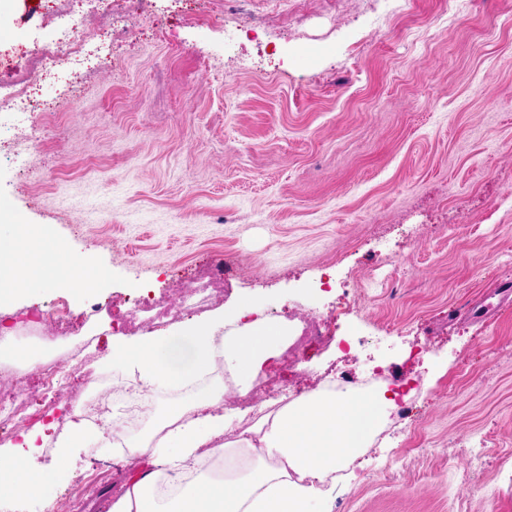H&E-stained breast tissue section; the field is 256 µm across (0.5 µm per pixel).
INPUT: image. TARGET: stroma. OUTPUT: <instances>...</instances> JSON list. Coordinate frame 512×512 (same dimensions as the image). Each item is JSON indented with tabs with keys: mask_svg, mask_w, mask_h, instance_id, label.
Here are the masks:
<instances>
[{
	"mask_svg": "<svg viewBox=\"0 0 512 512\" xmlns=\"http://www.w3.org/2000/svg\"><path fill=\"white\" fill-rule=\"evenodd\" d=\"M0 63L45 40L52 0H10ZM248 0L272 26L224 47V0H96L121 36L66 80L37 83L0 154V205L49 226L106 276L88 295L46 290L80 330L107 306L86 366L137 302L171 296L223 263L221 307L266 315L318 297L321 340L269 377L289 398L382 367L420 381L409 419L350 465L323 512H449L465 448L485 453L471 512H512V0ZM397 271L364 283L381 253ZM87 449L49 502L83 491L107 512L134 476Z\"/></svg>",
	"mask_w": 512,
	"mask_h": 512,
	"instance_id": "stroma-1",
	"label": "stroma"
}]
</instances>
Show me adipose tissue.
Returning <instances> with one entry per match:
<instances>
[{
	"label": "adipose tissue",
	"mask_w": 512,
	"mask_h": 512,
	"mask_svg": "<svg viewBox=\"0 0 512 512\" xmlns=\"http://www.w3.org/2000/svg\"><path fill=\"white\" fill-rule=\"evenodd\" d=\"M15 225L14 236L0 238V250L8 249L14 256L13 267L0 269V296L24 293L33 298L62 283L80 288L103 277V270L71 252L48 226L21 218ZM32 235L41 240L45 252L46 267L38 274L28 270L25 260ZM287 343V327L261 316L254 300L241 302L226 314L188 321L175 331L113 336L111 355L95 362V369L126 371L141 388L190 389L189 402L168 407L145 434L125 437L123 447L116 449L110 446V422L97 426L73 411L66 433L55 442L61 464L53 469L31 463L28 450L36 435L24 433L22 443L0 448V499L48 497L63 480V463L72 450L95 444L111 448L120 461L149 464L108 512H312L313 503L327 493V477L342 464L354 462L372 443L391 406L386 393H304L249 428L240 441L239 466L232 475L197 476L165 501L154 495L162 473L177 475L205 456L224 453L221 438L231 425L221 410L224 383L204 380L215 360L223 361L236 390L244 395Z\"/></svg>",
	"instance_id": "1"
}]
</instances>
